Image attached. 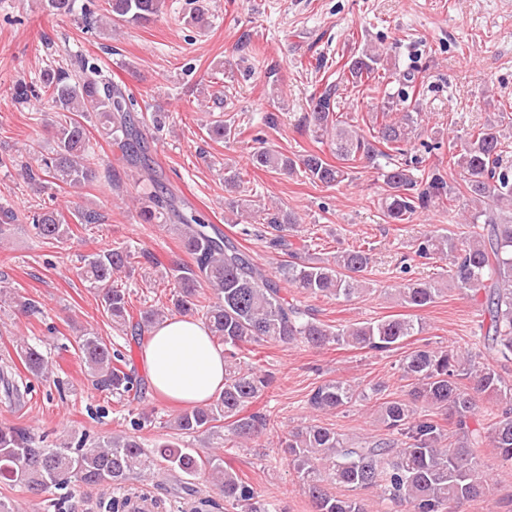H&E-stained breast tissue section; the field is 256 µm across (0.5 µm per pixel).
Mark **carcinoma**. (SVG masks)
<instances>
[{"mask_svg":"<svg viewBox=\"0 0 512 512\" xmlns=\"http://www.w3.org/2000/svg\"><path fill=\"white\" fill-rule=\"evenodd\" d=\"M47 10L56 16L80 13L88 28L111 22L145 26L162 14L165 0H46ZM382 54L364 48L342 65L340 80L353 84L382 79ZM411 74L403 75L402 87L384 94L380 106L382 121L376 134L367 138L343 114L345 105L339 85H328L311 95L309 125L318 141L329 140L336 163L310 152L296 159L255 140L250 162L256 169L289 174L296 169L314 183L333 187L350 179L355 164L363 162L377 170L392 192L381 199L391 224H409L416 214L464 199L469 216L466 223L477 230L460 239L452 232H425L415 238L406 259L438 258L446 261L448 279L473 297L482 294L490 316L487 345L501 363L512 362V165L503 158L506 135L493 119L466 133L459 142H448V169H459L460 180L449 181L437 166L422 168L424 159L407 157L418 124L419 99L406 90ZM41 90L49 109L59 113L53 122V151L35 163L0 156V167H19L24 180L42 189L81 187L101 178L109 170L99 158L84 125L77 120L96 113L121 160L139 175V181L153 187L144 196L139 217L144 224L157 220L169 223L192 263L173 269L177 288L172 295L175 310L197 314L204 319L210 335L224 344V391L203 406L185 409L170 423L179 435L213 433L229 422L226 443L240 444L266 430L261 412L244 411L261 398L271 377L244 366L243 351L250 344L303 342L315 348L333 344L373 351H389L424 331L422 319L397 316L374 322H357L338 327L323 323L303 309L298 300L283 292L287 283L310 296L350 300L366 291L364 273L373 262L372 249L343 250L325 260L304 256L307 240L302 238L296 216L277 210L266 213L264 223L275 231L274 247L288 250L289 260L267 275L241 246L224 236L179 201L166 186L149 157L152 131L166 124L168 115L157 108L151 123H140L134 113L142 110L136 95L112 80L95 57L78 61V73L61 67L41 71L38 80L15 83L12 98L23 105ZM208 137L222 141L231 131L222 120L204 125ZM42 242L64 245L71 238L65 216L44 208L29 217ZM158 267L149 251L136 252L113 247L81 256L80 276L99 297L107 317L121 330L142 332L165 318V312L149 309L140 320L131 321L129 294L113 285V277L134 267L135 260ZM209 288L215 300L202 301ZM441 289L430 281H414L397 290L401 304L422 310L434 303ZM83 359L100 387L120 398H143L141 383L126 370L125 354L97 336L79 337ZM26 370L49 376L48 362L38 350H21ZM409 390L377 406L376 421L391 438L351 442L335 429L307 425L291 430L279 439L288 465L303 480L313 512H369L359 492L378 489L387 499L406 507V512H456L464 501L486 496L488 484L474 448L487 440L499 458L512 464V385L498 369L473 356L452 349L427 345L408 353L400 365ZM370 399L369 394L343 380H328L309 396L310 409L336 412ZM491 404L495 422L490 427L474 426V417ZM437 410L460 434L447 444L445 430L433 415L420 409ZM151 415L141 412L130 421L132 431L88 441L81 437L72 446L42 448L24 429L0 427V482L17 485L44 509L61 512L67 497L48 499L53 488L70 485L122 487L156 472L174 471L188 478L206 474L224 496V503L240 512H269L253 486L243 481L219 455H202L193 448L160 439L146 451L136 435ZM343 484L354 492L338 498L327 488V480Z\"/></svg>","mask_w":512,"mask_h":512,"instance_id":"carcinoma-1","label":"carcinoma"}]
</instances>
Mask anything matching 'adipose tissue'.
<instances>
[{"instance_id": "adipose-tissue-1", "label": "adipose tissue", "mask_w": 512, "mask_h": 512, "mask_svg": "<svg viewBox=\"0 0 512 512\" xmlns=\"http://www.w3.org/2000/svg\"><path fill=\"white\" fill-rule=\"evenodd\" d=\"M141 355L154 388L171 400L202 406L224 387V352L194 319H165L154 328Z\"/></svg>"}]
</instances>
